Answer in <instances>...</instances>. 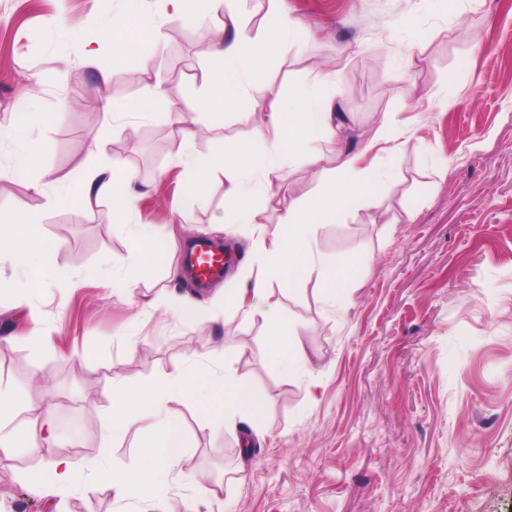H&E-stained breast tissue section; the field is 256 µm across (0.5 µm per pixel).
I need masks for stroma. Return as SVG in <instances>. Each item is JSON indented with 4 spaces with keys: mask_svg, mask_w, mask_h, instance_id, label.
Listing matches in <instances>:
<instances>
[{
    "mask_svg": "<svg viewBox=\"0 0 512 512\" xmlns=\"http://www.w3.org/2000/svg\"><path fill=\"white\" fill-rule=\"evenodd\" d=\"M123 7L0 0V129L30 109L43 112L33 136L41 167L58 179L39 193L30 179L1 178L0 216L38 215L41 234L60 242L49 267L87 274L75 288L45 277L20 306L0 294V384L33 403L51 386L56 451L75 463L70 490L39 496L28 478L49 460L17 449L0 463V512H512V0H288L302 27L266 55L267 91L249 98L247 110L256 118L269 98H292L325 68L349 89L325 153L342 147L368 166L379 151L365 149V139L385 116L404 131L380 208L316 231L323 258H358L349 308L338 310L313 276L290 288L270 283L265 307L308 328L311 371L292 376L271 366L261 324L185 322L165 305L141 308L167 285L176 210L195 235L219 237L231 250L224 277L237 281L256 265L260 230L277 219L266 211L261 224L216 235L224 183L192 188L166 115L104 144L105 155L126 159L146 184L134 220L152 225L160 242L138 293L89 274L128 253L111 204L90 212L48 202L90 166V138L106 123L101 99L146 91L122 73L101 83L85 61L86 42ZM208 37V27L166 21L151 69L172 102L186 105L212 82ZM255 118L227 114L223 127L199 138L198 151L209 156L251 137ZM404 207L414 220L391 223ZM204 355L210 370L235 371L269 404L249 432L250 457L240 455L242 431L175 401L168 410L188 448L166 500L118 501L105 486L89 488L92 468L131 466L143 441L132 430L104 443L113 377L140 382ZM214 483L224 487L220 501L198 497V486Z\"/></svg>",
    "mask_w": 512,
    "mask_h": 512,
    "instance_id": "1",
    "label": "stroma"
}]
</instances>
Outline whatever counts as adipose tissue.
Here are the masks:
<instances>
[{
  "mask_svg": "<svg viewBox=\"0 0 512 512\" xmlns=\"http://www.w3.org/2000/svg\"><path fill=\"white\" fill-rule=\"evenodd\" d=\"M174 11L189 21L207 22L211 41L204 51L218 73L216 84L201 91L190 103L188 111H169L168 118L177 130V162L190 173L194 186H202L216 177L224 179V213L229 224H257L261 221V205L272 206L277 213V227L270 239H258L262 255L256 275L246 276L241 288L216 291L215 299L224 303V312L246 321H262L267 329L270 358L281 371L306 373L310 361L305 352L302 326L284 322L263 307L268 283L273 279L295 282L317 276L333 304L345 303L349 286L348 269L353 256L347 255L333 264L323 263L314 249L317 225L331 224L351 209L370 212L379 206L378 187L390 175L387 164L360 166L358 157L337 149L326 156L320 149L323 141L336 138L337 115L334 99L341 92L340 77L328 71L308 83L304 93L289 100L274 99L262 114L260 131L251 139L225 145L222 152L205 157L196 149L204 128L224 124L225 112L246 117L248 98L264 95L261 42L282 43L298 27L288 14L286 0H268L271 23L262 36H255L245 7L246 0H167ZM163 16L130 13L114 17L99 40L111 45L122 63L123 72L131 79H150L148 48L158 45L162 37ZM148 91L134 101L105 99L102 110L108 117L137 112L148 114L165 104L161 79H150ZM44 119L41 112L24 113L21 120L7 131L13 144L9 173L14 177L30 174L38 165L40 146L34 129ZM319 169L318 188L304 196L281 194L274 183L282 159ZM141 191L124 160L115 156L91 166L81 181L70 184L55 197L56 205H78L84 208L101 201H112L117 217L132 213ZM37 215L28 214L0 224V269L11 266L22 271L19 279L0 277V288L22 294H33L47 268L48 256L57 249L53 240L41 239ZM130 248L117 266L96 268V275L113 287L135 290L149 269L156 244L151 225L130 227ZM21 418L23 435H0V456L10 457L15 448H37L51 455L46 470L32 480L34 492L47 487L68 489L73 483V463L64 457H53L56 434L49 401L37 404L22 398L0 397V423Z\"/></svg>",
  "mask_w": 512,
  "mask_h": 512,
  "instance_id": "obj_1",
  "label": "adipose tissue"
}]
</instances>
